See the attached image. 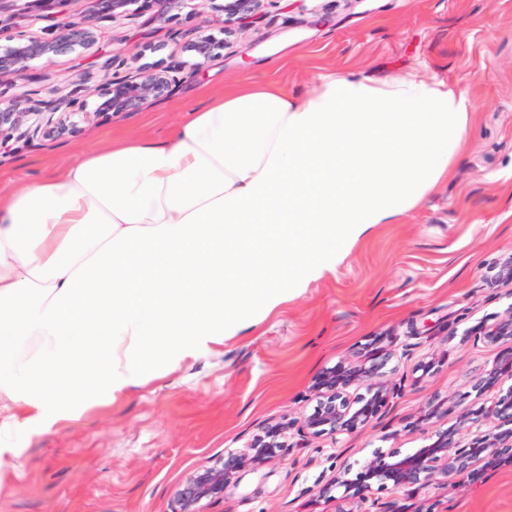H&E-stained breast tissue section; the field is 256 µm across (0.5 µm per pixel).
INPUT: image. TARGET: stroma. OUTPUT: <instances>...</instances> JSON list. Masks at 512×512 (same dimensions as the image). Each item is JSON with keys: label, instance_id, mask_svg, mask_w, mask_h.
<instances>
[{"label": "stroma", "instance_id": "35a3bbf8", "mask_svg": "<svg viewBox=\"0 0 512 512\" xmlns=\"http://www.w3.org/2000/svg\"><path fill=\"white\" fill-rule=\"evenodd\" d=\"M39 0H7L0 20L31 37L47 23ZM182 16L162 23L147 0L134 15L98 22L88 48L32 62L23 93L45 98L95 89L111 77L102 53L142 55L159 68L181 59ZM152 51L142 52L140 33ZM420 72L444 79L477 104L461 156L417 208L395 224L375 225L348 246L334 271L312 281L265 318L223 344L166 348L142 382L112 404L52 429L42 425L0 443V512H173L186 473L243 449L267 422L300 419L310 386L382 336L417 335L390 381H403L392 415L395 434L379 429L332 442L316 440L297 456L241 472L206 512H326L319 489L341 462L381 448L411 452L452 417L419 423L426 401L456 412L482 407L471 382L498 350L467 339L484 319L512 306L502 265L512 259V0H266L256 23L228 37L204 73L139 111L83 125L63 138L13 143L0 152V182L37 174L105 148L116 136L165 139L184 110L201 107L230 79L312 93L318 76L378 79ZM437 369L417 377L424 354ZM398 512H512V463L449 476L438 488L394 498Z\"/></svg>", "mask_w": 512, "mask_h": 512}]
</instances>
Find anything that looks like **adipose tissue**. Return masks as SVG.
I'll return each instance as SVG.
<instances>
[{
    "instance_id": "obj_1",
    "label": "adipose tissue",
    "mask_w": 512,
    "mask_h": 512,
    "mask_svg": "<svg viewBox=\"0 0 512 512\" xmlns=\"http://www.w3.org/2000/svg\"><path fill=\"white\" fill-rule=\"evenodd\" d=\"M473 110L416 72L236 86L163 141L0 186V438L111 403L153 349L223 343L335 270L447 177Z\"/></svg>"
}]
</instances>
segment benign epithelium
Listing matches in <instances>:
<instances>
[{
    "label": "benign epithelium",
    "instance_id": "benign-epithelium-1",
    "mask_svg": "<svg viewBox=\"0 0 512 512\" xmlns=\"http://www.w3.org/2000/svg\"><path fill=\"white\" fill-rule=\"evenodd\" d=\"M140 0H91L87 15L76 16L49 28L48 38L28 37L21 31L0 27V86H16L29 69V63H50L53 57L87 48L95 38V24L102 19L116 20L127 15ZM155 8V19L166 22L173 13H185L193 22L181 33V51L185 59L167 69L140 65L122 71L125 62L109 58L105 65L119 70L100 88L88 91L75 88L67 97L34 100L26 95L4 98L0 95V146L11 140L30 141L40 135L65 137L79 132L81 125L109 116L118 117L137 111L149 100L171 96L181 84L202 73L224 46L217 34H233L246 20L259 14L265 0H146ZM474 342L487 347L512 341V310L502 317L484 320L473 332ZM415 343L401 344L397 351L389 345L374 343L324 370L314 381L315 404L303 414L299 425L268 423L247 443L246 451L224 452V457L209 467L187 473L175 492L174 512H204L206 502L221 498L246 467H258L280 459L292 448H308L311 441L329 437L336 442L342 435L358 436L383 424L381 417L390 402L402 393V386H388L380 379L396 370L395 360L407 357ZM512 378V348L498 354L492 367L478 378V392L500 384V377ZM445 400L435 395L425 406L422 420L448 414ZM506 458L512 459V385L499 389L491 404L483 410L463 416L449 428L438 431L435 440L411 454L375 450L349 477L352 466L343 475L320 490V496L336 503L333 512H395L393 502L383 494L402 490L418 493L440 477H469L477 467H488Z\"/></svg>",
    "mask_w": 512,
    "mask_h": 512
}]
</instances>
